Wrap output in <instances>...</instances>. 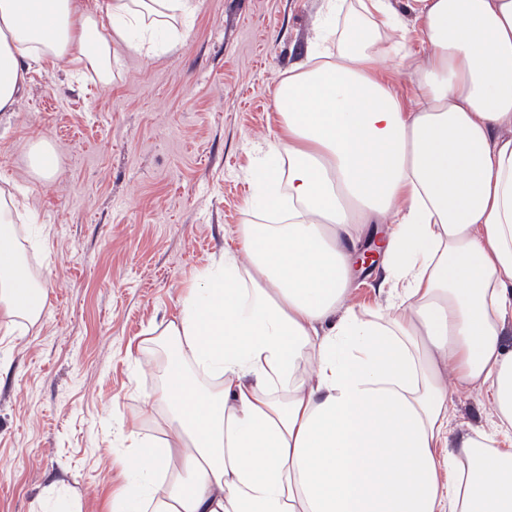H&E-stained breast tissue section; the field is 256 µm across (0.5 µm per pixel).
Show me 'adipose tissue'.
<instances>
[{"instance_id":"1","label":"adipose tissue","mask_w":512,"mask_h":512,"mask_svg":"<svg viewBox=\"0 0 512 512\" xmlns=\"http://www.w3.org/2000/svg\"><path fill=\"white\" fill-rule=\"evenodd\" d=\"M201 0H0V112L26 73L72 79L165 52ZM320 0L308 55L275 91L281 132L248 172L236 246L158 331L154 435L130 431L133 494L109 512H512V0ZM423 46L411 57L408 34ZM409 62L407 108L377 66ZM0 196V336L46 295ZM390 286L346 308L362 225ZM452 371L447 385L444 371ZM492 405L449 441L451 388Z\"/></svg>"}]
</instances>
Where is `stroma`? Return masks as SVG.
I'll use <instances>...</instances> for the list:
<instances>
[{"instance_id": "1", "label": "stroma", "mask_w": 512, "mask_h": 512, "mask_svg": "<svg viewBox=\"0 0 512 512\" xmlns=\"http://www.w3.org/2000/svg\"><path fill=\"white\" fill-rule=\"evenodd\" d=\"M319 0H202L172 52L127 60L102 80L63 69L26 77L0 112V189L24 184L37 223L15 217L27 274L46 293L40 322L0 349V512H42L62 488L81 512L127 492L123 458L160 382L153 328L243 224L256 144L275 139L276 86L304 57ZM57 150L29 173L37 139ZM382 262L352 273L356 312L385 304ZM483 395L453 394L449 437L488 424ZM48 155L54 158L57 156L56 151L49 143L38 140L32 144L30 150V167L33 174L38 179H51L59 171L58 160L55 162V165H50L43 161V158Z\"/></svg>"}]
</instances>
